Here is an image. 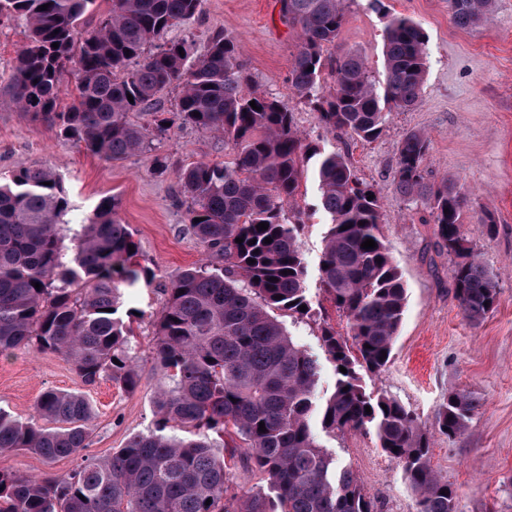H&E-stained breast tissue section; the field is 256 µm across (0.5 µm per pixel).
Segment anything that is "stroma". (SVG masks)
Wrapping results in <instances>:
<instances>
[{
	"label": "stroma",
	"instance_id": "stroma-1",
	"mask_svg": "<svg viewBox=\"0 0 512 512\" xmlns=\"http://www.w3.org/2000/svg\"><path fill=\"white\" fill-rule=\"evenodd\" d=\"M419 22L428 37L429 63L416 105L389 112L378 139L343 141L324 130L313 111L288 88L297 37L279 16L276 0H203L199 15L171 28L167 37L194 36L203 55L211 31L224 30L242 48V59L258 88L277 96L293 112L308 140L348 154L361 177L377 191L385 215L383 233L407 288V306L385 371L367 379L368 390L397 399L431 440L433 469L457 491V512H512V0H494L491 18L479 29L456 26L447 0H346V22L338 43L357 51L376 80L384 78L383 32L391 15ZM430 140L427 170L469 195L474 223L466 232L474 252L499 285L494 312L473 324L464 319L449 286L453 261L440 251L427 208L409 204L393 183L398 145L406 132ZM161 153L178 165L231 160L223 137L194 128H173ZM47 167L65 182L73 220L100 199L115 198L129 225L139 261L155 275L151 286L126 291L121 314H132L137 334L139 383L127 391L103 381L83 386L61 354L19 349L0 355V410L14 419L35 417L39 396L50 389L84 390L94 407L86 447L79 456L46 463L39 455L13 450L0 466L42 479L70 473L82 459H101L123 447L130 435L151 429L153 399L162 373L153 358L163 284L205 254L189 232L174 174L160 175L149 153L112 162L62 140L47 124L0 104V174L18 164ZM297 204L306 223L301 250L307 267L312 311L297 327L302 343L321 359L318 401L333 392L336 375L323 357L322 324L347 334V320L321 291L319 259L328 216L317 205V187L305 175ZM465 389L479 401L467 428L455 438L436 425L449 391ZM319 442L350 468L376 504L377 512H416V498L400 465L378 448L375 432H318Z\"/></svg>",
	"mask_w": 512,
	"mask_h": 512
}]
</instances>
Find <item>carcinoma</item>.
Returning a JSON list of instances; mask_svg holds the SVG:
<instances>
[{
	"instance_id": "cac0c4a2",
	"label": "carcinoma",
	"mask_w": 512,
	"mask_h": 512,
	"mask_svg": "<svg viewBox=\"0 0 512 512\" xmlns=\"http://www.w3.org/2000/svg\"><path fill=\"white\" fill-rule=\"evenodd\" d=\"M95 2L0 0V20L21 19L28 31L10 102L62 139L112 161L157 150L173 125L223 135L233 145L230 162L181 168L157 154L154 166L174 173L189 231L224 265L198 263L163 285L153 354L164 383L154 428L131 435L110 457L82 460L64 477L26 479L1 467L0 512H376L352 470L320 444L311 425L315 414L328 434L374 429L379 447L401 465L417 512H456V491L432 468L429 437L414 415L364 384L390 362L407 304L373 185L347 154L303 137L282 100L252 86L235 37L212 33L198 59L194 37L163 40L199 14L203 0H111L109 13L87 29L83 18ZM277 4L298 38L288 87L319 112L326 130L372 142L387 112L417 102L428 69L420 24L389 19L379 86L359 53L338 46L343 0ZM492 4L448 0V12L457 26L472 29L490 19ZM330 45L336 52L328 56ZM327 69L334 78L328 92L321 85ZM71 82L76 96L62 110L60 94ZM172 86L179 88L172 117L162 118L158 99ZM147 111L155 112L153 125L130 121L131 113ZM428 152V137L408 132L398 147L394 186L427 205L441 249L455 258L454 297L463 317L478 323L498 305L497 280L464 230L467 195L446 180H429ZM311 160L319 206L330 219L320 282L349 326L347 338L321 327L336 373L321 406L318 358L275 315L284 312L296 323L309 317L299 309L311 306L300 247L305 224L286 209L294 206ZM71 210L62 178L48 168L21 163L0 176V354L57 352L84 384L106 377L132 391L139 375L132 322L119 314L121 288L152 278L129 250L135 242L116 200L96 206L73 233L65 221ZM261 222L268 229H257ZM267 238L272 242L264 243ZM367 239L377 247L362 248ZM477 408L470 392H448L437 414L439 431L460 435ZM35 410L37 418L28 422L0 412V456L26 449L52 462L86 448L94 407L84 394L48 390ZM175 428L188 436L171 433ZM241 450L265 486L238 495L229 492V470Z\"/></svg>"
}]
</instances>
